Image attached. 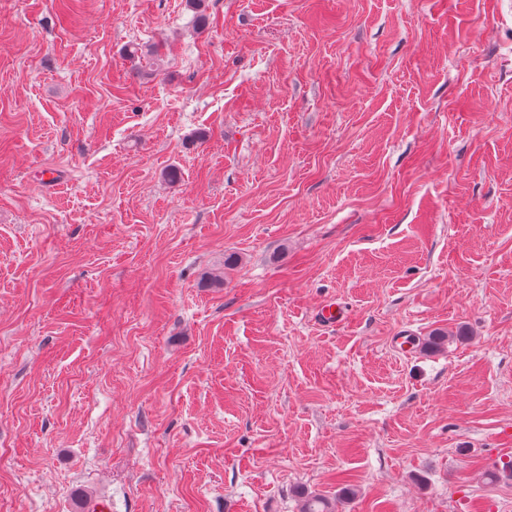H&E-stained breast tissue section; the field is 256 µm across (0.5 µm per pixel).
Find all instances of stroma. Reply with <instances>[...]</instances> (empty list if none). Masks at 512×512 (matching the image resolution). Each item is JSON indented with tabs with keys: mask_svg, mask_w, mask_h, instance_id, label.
I'll list each match as a JSON object with an SVG mask.
<instances>
[{
	"mask_svg": "<svg viewBox=\"0 0 512 512\" xmlns=\"http://www.w3.org/2000/svg\"><path fill=\"white\" fill-rule=\"evenodd\" d=\"M57 4L0 0V512H512V0Z\"/></svg>",
	"mask_w": 512,
	"mask_h": 512,
	"instance_id": "obj_1",
	"label": "stroma"
}]
</instances>
